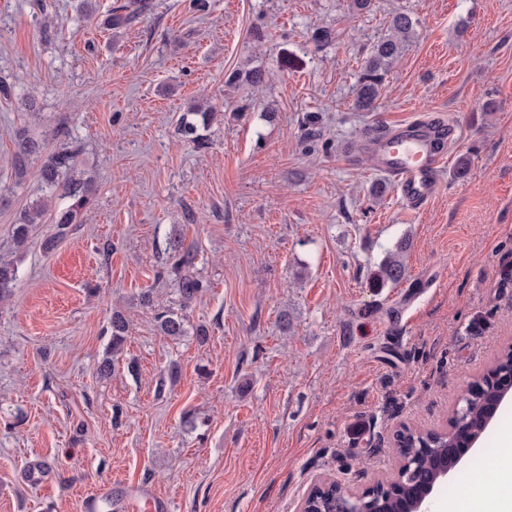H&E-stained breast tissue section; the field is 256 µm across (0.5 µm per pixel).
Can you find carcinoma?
<instances>
[{
  "label": "carcinoma",
  "instance_id": "carcinoma-1",
  "mask_svg": "<svg viewBox=\"0 0 512 512\" xmlns=\"http://www.w3.org/2000/svg\"><path fill=\"white\" fill-rule=\"evenodd\" d=\"M150 7L149 0H128V4L112 9L110 25L118 28L128 23L136 14ZM415 37L414 22L408 14L398 12L391 16L387 34L373 47L365 59L361 73L354 87V106L363 111H372L380 98L385 77L395 63L403 56ZM265 72L260 68L240 70L229 76L228 82L251 85L262 84ZM215 112L211 110H189L182 113L177 126L179 133L193 143H200L197 134L198 125L211 123ZM15 166L24 171L26 161L35 158L40 161L38 195L20 212L13 226V249L9 253H0V302L9 299L18 279V266L13 253L27 245L32 227L36 224H54L56 232L43 241V249L54 248L57 240L64 236L74 224L81 223L84 213L93 201V191L88 183L76 175L75 154L68 150H56L48 147L28 135L26 130L18 132L15 142ZM409 241L402 239L389 250L376 274V283L397 284L407 273L405 255ZM172 251V272L176 277L178 291L183 304L188 305L199 294L202 283L190 272L193 257L183 248L182 241L169 243ZM158 329L163 336L177 339L187 333L185 318L175 311L165 310L156 314ZM129 330V321L120 311L112 312L110 321L112 354H117ZM500 396V389L492 373L485 374L480 381L473 382L463 390L462 399L469 402L470 413L464 430L430 432L417 436L413 433L405 439L407 448H426L428 452L418 454L411 459L412 468L419 472H430L435 463L444 457L446 449L470 437L479 438L489 426L484 413L485 402ZM384 512H409L411 502L407 488L399 487L395 494H387L379 499Z\"/></svg>",
  "mask_w": 512,
  "mask_h": 512
}]
</instances>
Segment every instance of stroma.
<instances>
[{
	"instance_id": "stroma-1",
	"label": "stroma",
	"mask_w": 512,
	"mask_h": 512,
	"mask_svg": "<svg viewBox=\"0 0 512 512\" xmlns=\"http://www.w3.org/2000/svg\"><path fill=\"white\" fill-rule=\"evenodd\" d=\"M125 2L0 0V250L19 267L0 303V512H77L103 484L170 512H297L318 477L353 493L394 478L398 434L444 427L512 344V0H151L108 29ZM396 12L416 37L376 109L358 110L361 65ZM247 67L262 88L227 85ZM192 104L219 111L198 145L176 130ZM426 111L460 137L440 194L411 213L374 195L361 148ZM21 128L77 149L94 190L50 253L51 224L12 244L39 185L38 161L14 167ZM175 237L203 285L187 307ZM402 238L406 278L375 287ZM163 309L185 314L186 336L160 335ZM116 310L130 328L103 376ZM509 428L512 394L433 503ZM35 459L50 471L37 489L21 479Z\"/></svg>"
}]
</instances>
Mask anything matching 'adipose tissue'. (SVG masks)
I'll return each instance as SVG.
<instances>
[{"label": "adipose tissue", "instance_id": "adipose-tissue-1", "mask_svg": "<svg viewBox=\"0 0 512 512\" xmlns=\"http://www.w3.org/2000/svg\"><path fill=\"white\" fill-rule=\"evenodd\" d=\"M496 458L489 468L476 472L460 493L458 500L448 504L447 512H467L471 499H481L483 512H512V493L505 491L504 484L512 480V433H503Z\"/></svg>", "mask_w": 512, "mask_h": 512}]
</instances>
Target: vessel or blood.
<instances>
[{"label": "vessel or blood", "instance_id": "b4317fda", "mask_svg": "<svg viewBox=\"0 0 512 512\" xmlns=\"http://www.w3.org/2000/svg\"><path fill=\"white\" fill-rule=\"evenodd\" d=\"M457 137V126L444 115L427 113L372 131L363 152L370 169L388 179L403 204L418 210L441 192L449 147Z\"/></svg>", "mask_w": 512, "mask_h": 512}]
</instances>
